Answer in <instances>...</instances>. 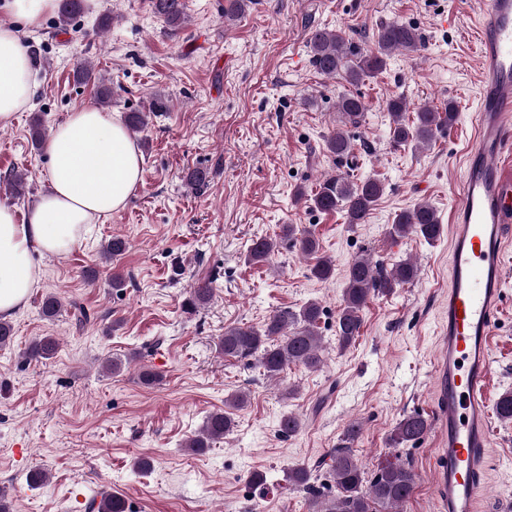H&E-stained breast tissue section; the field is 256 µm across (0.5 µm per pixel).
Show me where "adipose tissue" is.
Listing matches in <instances>:
<instances>
[{
    "mask_svg": "<svg viewBox=\"0 0 512 512\" xmlns=\"http://www.w3.org/2000/svg\"><path fill=\"white\" fill-rule=\"evenodd\" d=\"M59 0H0V124L13 122L36 91L33 62L17 26L39 27ZM47 190L25 217L0 205V319L11 318L40 282L32 255L62 256L95 220L122 209L141 182L142 157L124 122L93 106L68 114L45 145Z\"/></svg>",
    "mask_w": 512,
    "mask_h": 512,
    "instance_id": "1",
    "label": "adipose tissue"
}]
</instances>
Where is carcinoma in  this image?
Wrapping results in <instances>:
<instances>
[{"mask_svg":"<svg viewBox=\"0 0 512 512\" xmlns=\"http://www.w3.org/2000/svg\"><path fill=\"white\" fill-rule=\"evenodd\" d=\"M83 0H61L58 22L63 28L81 13ZM154 13L171 28L179 27L185 19L184 0H153ZM422 42L417 28L398 22H390L378 29L376 46L373 49L359 48L351 39L338 32L316 28L311 31L309 47L311 63L315 70L326 76H342L347 82L357 84L366 78H374L386 66V59L395 51H416ZM76 78L84 82H95L98 103L102 107L112 104V86L96 79L94 70L85 61H78ZM392 120L391 143L398 147L431 142L435 131L451 126L456 119V107L448 103L443 110L423 108L416 112L410 124L404 120L408 111L406 101L400 97L386 103ZM337 109L344 125L356 126L366 110L364 102L357 96L346 93L338 98ZM327 150L342 160L348 157L353 146L347 134L338 130L326 139ZM186 182L197 191L210 183V171L195 168L185 175ZM383 194L381 183L368 179L353 183L338 174L320 183L318 191L310 198L311 204L323 212L341 211L347 223L363 224L374 204ZM415 233L426 241L436 239L440 224L435 210L426 203H419L397 214L388 234L392 237ZM282 235L293 238L306 255L319 251L315 236L298 230L292 224L283 226ZM277 243L268 237L251 241L248 260L265 263L274 253ZM417 266L411 260H402L387 269L364 257L351 261L345 277L342 304L336 315V337L342 349L350 346L359 336L361 312L369 296L374 292L389 293L412 282L417 277ZM212 279L195 283L190 297L185 302L188 310L206 305L213 294ZM320 305L307 303L299 311L280 310L270 316L260 329L234 326L224 330L221 348L224 356L236 359L255 358L263 375L278 378L290 365L317 369L323 364L320 336L317 323ZM57 344L50 336L36 340L29 348L30 359H47L56 352ZM232 419L224 411L210 413L202 431L191 438L186 447L202 451L230 432ZM428 430L427 420L419 413L404 415L391 433L390 441L398 446L421 439ZM356 424L347 427L341 443L329 452L328 474L336 493L326 496L311 485L312 473L306 467L289 472V482L308 490L310 512H399L400 506L412 495L417 474L410 464L402 461H387L380 464L372 474H367L355 458L350 443L359 435Z\"/></svg>","mask_w":512,"mask_h":512,"instance_id":"cac0c4a2","label":"carcinoma"}]
</instances>
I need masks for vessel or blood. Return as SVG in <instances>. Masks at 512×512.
I'll list each match as a JSON object with an SVG mask.
<instances>
[{
  "label": "vessel or blood",
  "mask_w": 512,
  "mask_h": 512,
  "mask_svg": "<svg viewBox=\"0 0 512 512\" xmlns=\"http://www.w3.org/2000/svg\"><path fill=\"white\" fill-rule=\"evenodd\" d=\"M474 37L483 66L473 140L451 211L448 315L431 403L435 512H475L493 445L492 327L512 241V0H486Z\"/></svg>",
  "instance_id": "b4317fda"
}]
</instances>
